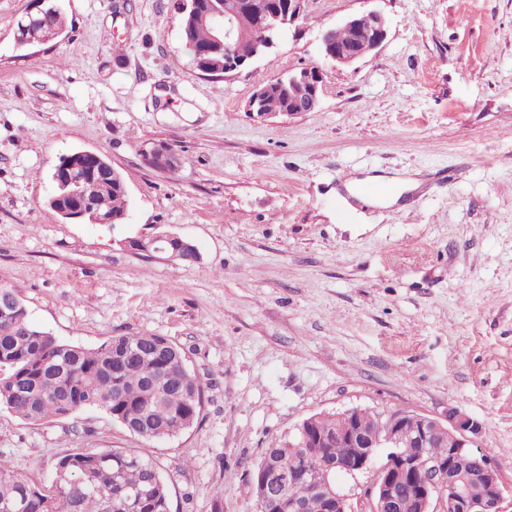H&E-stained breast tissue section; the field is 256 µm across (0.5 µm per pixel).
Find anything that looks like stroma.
Segmentation results:
<instances>
[{
    "label": "stroma",
    "instance_id": "35a3bbf8",
    "mask_svg": "<svg viewBox=\"0 0 512 512\" xmlns=\"http://www.w3.org/2000/svg\"><path fill=\"white\" fill-rule=\"evenodd\" d=\"M43 0H0V286L32 323L95 347L151 333L205 385L199 421L146 441L89 407L31 423L0 409V459L46 482L73 448L158 464L171 512H256L264 448L344 408L478 419L512 512V0H306L245 68L199 71L181 0H59L65 32L19 46ZM380 11L387 36L350 64L319 37ZM317 65V108L265 120L269 79ZM168 145L182 164L152 168ZM76 150L126 179L119 224H76L47 203ZM419 173L408 207L356 204L348 177ZM348 220H340V211ZM170 231L197 262L128 238Z\"/></svg>",
    "mask_w": 512,
    "mask_h": 512
}]
</instances>
